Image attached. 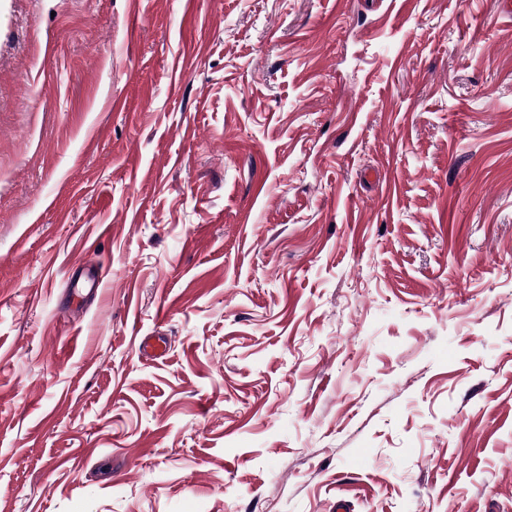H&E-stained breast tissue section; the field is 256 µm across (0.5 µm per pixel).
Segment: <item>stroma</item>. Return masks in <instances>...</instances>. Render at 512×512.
<instances>
[{
	"mask_svg": "<svg viewBox=\"0 0 512 512\" xmlns=\"http://www.w3.org/2000/svg\"><path fill=\"white\" fill-rule=\"evenodd\" d=\"M340 499L512 512V17L0 0V512Z\"/></svg>",
	"mask_w": 512,
	"mask_h": 512,
	"instance_id": "stroma-1",
	"label": "stroma"
}]
</instances>
